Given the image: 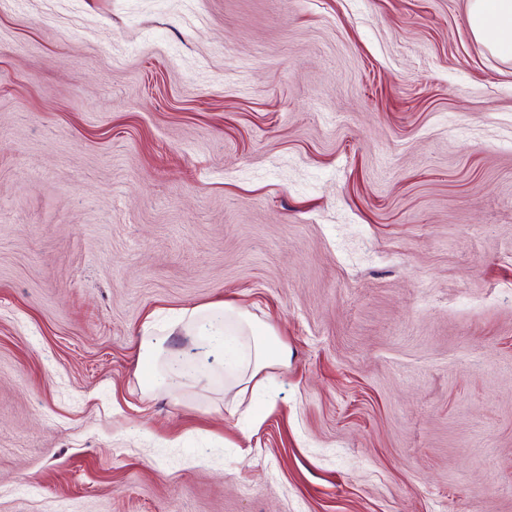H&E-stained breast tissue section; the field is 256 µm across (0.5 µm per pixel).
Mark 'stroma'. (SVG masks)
I'll return each instance as SVG.
<instances>
[{
  "label": "stroma",
  "mask_w": 512,
  "mask_h": 512,
  "mask_svg": "<svg viewBox=\"0 0 512 512\" xmlns=\"http://www.w3.org/2000/svg\"><path fill=\"white\" fill-rule=\"evenodd\" d=\"M467 13L0 6V512H512V61ZM216 301L288 346L259 422L191 337L140 360Z\"/></svg>",
  "instance_id": "35a3bbf8"
}]
</instances>
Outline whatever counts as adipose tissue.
Wrapping results in <instances>:
<instances>
[{
	"label": "adipose tissue",
	"instance_id": "1",
	"mask_svg": "<svg viewBox=\"0 0 512 512\" xmlns=\"http://www.w3.org/2000/svg\"><path fill=\"white\" fill-rule=\"evenodd\" d=\"M468 23L473 37L493 54L512 61V0H469ZM193 337L208 352L223 349L227 338H247L249 352L235 361V383L241 389L258 387L288 365V347L273 331H256L247 312L223 302L182 310L164 327L145 320L141 330L142 356L154 360L168 337L175 333Z\"/></svg>",
	"mask_w": 512,
	"mask_h": 512
}]
</instances>
